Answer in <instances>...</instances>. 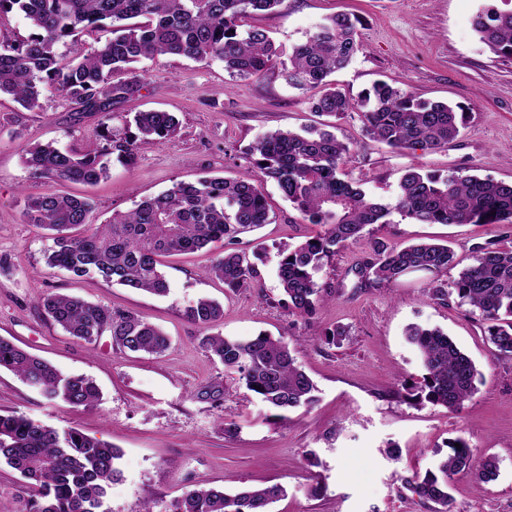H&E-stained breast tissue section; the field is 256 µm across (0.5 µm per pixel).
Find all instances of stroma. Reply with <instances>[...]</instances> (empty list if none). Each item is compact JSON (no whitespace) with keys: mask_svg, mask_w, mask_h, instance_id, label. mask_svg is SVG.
Returning a JSON list of instances; mask_svg holds the SVG:
<instances>
[{"mask_svg":"<svg viewBox=\"0 0 512 512\" xmlns=\"http://www.w3.org/2000/svg\"><path fill=\"white\" fill-rule=\"evenodd\" d=\"M487 6L507 10L512 0H284L278 12L248 22L289 48L325 16L357 15L363 50L334 75L338 89L354 97L385 80L464 109L459 137L436 152H396L369 140L355 113L337 121L336 135L353 150L351 178L391 203L411 167L512 182V58L495 55L471 26L473 15ZM142 67L146 85L117 112L174 113L179 133L140 146L133 166H113L97 185H67V192L92 198L101 224L176 181L257 175L248 149L259 135L320 120L308 108L307 93L290 87L275 69L261 79L233 80L221 62L167 55ZM97 124V116L75 111L58 96L36 110L0 97V337L62 372L92 378L102 396L95 407L51 404L1 370L0 411L72 426L118 448L122 475L104 512H143L148 503L168 512L199 486L235 492L272 484L285 486L287 495L270 512H431L405 480L434 468L459 436L473 450V468L450 479L455 512H512V359L497 356L469 307L430 299L423 274L391 284L359 277L376 242L403 247L444 240L454 251L448 276L456 278L472 264L476 246L493 242L512 250V224H415L392 214L389 223L375 225L328 260L321 280L332 297L305 320L284 306L272 255L316 227L303 223L269 181L263 189L271 221L241 235L239 243L246 252L264 245L271 255L258 265L252 287L230 290L206 277L224 251L220 242L167 258L163 272L170 290L164 296L76 278L46 265V233L24 221L20 197L48 192L51 185L30 177L23 149L49 140L84 149L95 143ZM49 293L137 312L163 330L170 346L156 358L120 351L107 334L92 345L78 342L43 311L41 299ZM201 297L222 304L223 336L284 337L317 386L315 402L278 417L238 374L213 363L199 345L204 329L182 315ZM413 324L441 328L473 361L476 390L461 411L405 398L402 383L419 381L423 373L419 352L406 338ZM337 326L346 329L345 340L324 343V333ZM211 384L219 386L220 401L204 395ZM488 456L496 457L498 476L483 483L473 469ZM31 494L28 481L0 462V512H28Z\"/></svg>","mask_w":512,"mask_h":512,"instance_id":"1","label":"stroma"}]
</instances>
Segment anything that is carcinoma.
<instances>
[{
	"label": "carcinoma",
	"instance_id": "obj_1",
	"mask_svg": "<svg viewBox=\"0 0 512 512\" xmlns=\"http://www.w3.org/2000/svg\"><path fill=\"white\" fill-rule=\"evenodd\" d=\"M284 0H0V20L10 13L27 19L32 32L20 40L0 38V95L12 96L26 110L56 93L80 112L99 115L98 143L84 150L60 149L52 142L23 149L31 177L51 183L92 185L109 177L112 160L131 164L139 145L170 139L179 121L170 113L148 110L123 117L126 131L114 132L113 107L139 91L143 59L160 55L195 61L217 60L232 78H261L279 68L299 90L324 87L308 101L313 112L342 119L359 114L365 136L398 150L436 151L448 147L465 125V113L442 102L376 82L353 99L330 86L328 77L347 67L362 50L359 20L348 15L324 18L306 39L284 53L263 28H242L257 12H275ZM112 25V38L88 47L83 37ZM475 31L496 55L512 58V9L487 8L473 18ZM66 51H59L60 46ZM260 180L203 177L179 181L136 204L105 224L93 220L89 197L48 192L23 200L25 222L48 232L45 251L51 268L76 277L164 296L169 284L163 259L224 241L230 248L205 271L230 289L252 286L257 264L268 250L251 254L231 248L240 234L269 223L262 183L272 181L306 224L321 231L277 251L276 275L284 304L296 316L314 315L328 299L320 273L325 260L367 232L388 223L391 209L421 224H512V183L451 171L445 175L406 171L390 207L367 196L360 184L343 178L350 146L328 128L302 132L271 130L250 147ZM454 253L446 244L416 243L402 248L376 242L365 273L377 282L409 274L427 275L425 291L435 301L453 297L479 312L486 336L498 355L512 357V251L492 243L475 249L473 263L453 281L446 280ZM42 305L52 321L79 341L92 344L109 333L119 349L160 357L169 337L132 311L79 297L50 293ZM224 314L222 305L200 298L183 310L184 318L211 328ZM408 340L417 346L423 374L410 385L414 399L450 411L463 408L475 393L477 370L445 332L412 325ZM200 346L228 373H237L248 390L272 409L286 413L314 401L315 386L298 364L288 342L260 333L249 339L209 334ZM0 370L13 373L49 402L93 407L100 401L95 383L64 374L48 361L0 337ZM473 451L463 437L453 439L435 469L415 473L405 483L419 499L453 512L448 478L472 465ZM118 449L75 428L42 424L16 411L0 414V460L36 488L29 512H100L103 499L121 476ZM498 462L486 457L483 482L496 479ZM286 495L280 484L229 494L214 487L187 491L171 512H270Z\"/></svg>",
	"mask_w": 512,
	"mask_h": 512
}]
</instances>
